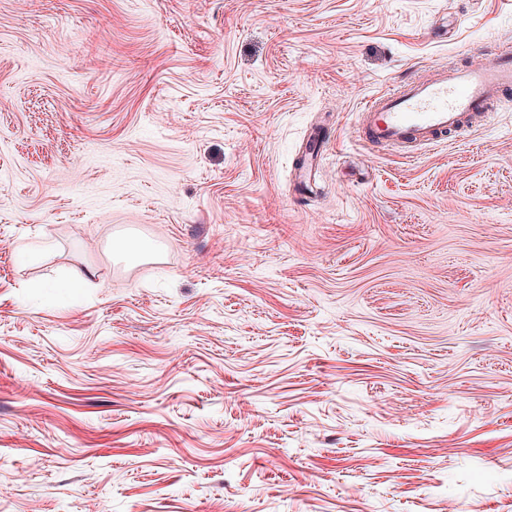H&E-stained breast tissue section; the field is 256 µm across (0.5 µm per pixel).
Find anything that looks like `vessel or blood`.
Here are the masks:
<instances>
[{
    "instance_id": "vessel-or-blood-1",
    "label": "vessel or blood",
    "mask_w": 512,
    "mask_h": 512,
    "mask_svg": "<svg viewBox=\"0 0 512 512\" xmlns=\"http://www.w3.org/2000/svg\"><path fill=\"white\" fill-rule=\"evenodd\" d=\"M512 95V50L479 65L412 79L369 98L358 134L374 148L423 147L447 142Z\"/></svg>"
}]
</instances>
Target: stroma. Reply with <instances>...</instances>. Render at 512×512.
I'll list each match as a JSON object with an SVG mask.
<instances>
[{
    "label": "stroma",
    "instance_id": "stroma-1",
    "mask_svg": "<svg viewBox=\"0 0 512 512\" xmlns=\"http://www.w3.org/2000/svg\"><path fill=\"white\" fill-rule=\"evenodd\" d=\"M496 45L512 0H0V512H512V102L355 132Z\"/></svg>",
    "mask_w": 512,
    "mask_h": 512
}]
</instances>
